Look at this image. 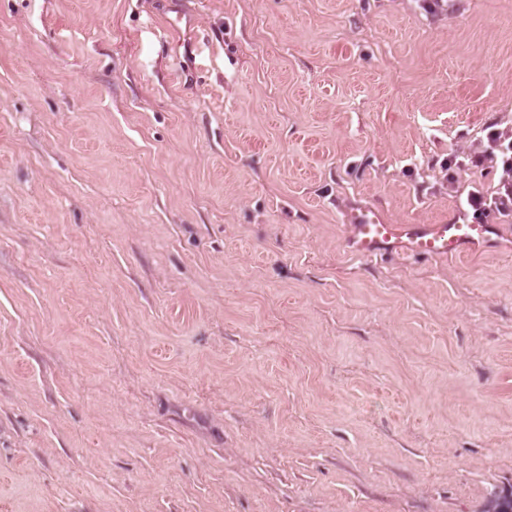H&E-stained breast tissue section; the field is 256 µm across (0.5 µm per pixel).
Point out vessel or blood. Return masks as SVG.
Instances as JSON below:
<instances>
[{
  "label": "vessel or blood",
  "instance_id": "b4317fda",
  "mask_svg": "<svg viewBox=\"0 0 512 512\" xmlns=\"http://www.w3.org/2000/svg\"><path fill=\"white\" fill-rule=\"evenodd\" d=\"M350 244L356 255L371 259L385 252H399L423 259H446L466 248L486 242L491 224H387L372 210L353 213Z\"/></svg>",
  "mask_w": 512,
  "mask_h": 512
}]
</instances>
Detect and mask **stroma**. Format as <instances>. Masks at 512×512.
<instances>
[{"label":"stroma","mask_w":512,"mask_h":512,"mask_svg":"<svg viewBox=\"0 0 512 512\" xmlns=\"http://www.w3.org/2000/svg\"><path fill=\"white\" fill-rule=\"evenodd\" d=\"M512 0H0V512H483L512 487ZM499 126V127H496ZM494 123L486 138L472 142L466 158L473 166L493 173V188L471 191L467 205L473 218L484 223L488 218L512 219V122L501 127ZM386 224L372 210L354 212L350 220V244L356 255L371 259L385 252H399L423 259H446L466 248L486 242L495 224Z\"/></svg>","instance_id":"obj_1"}]
</instances>
